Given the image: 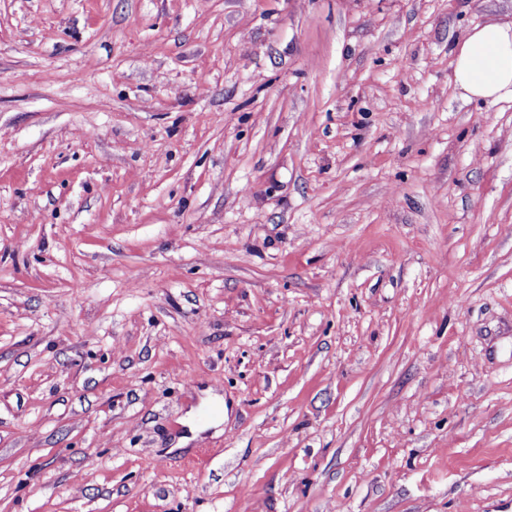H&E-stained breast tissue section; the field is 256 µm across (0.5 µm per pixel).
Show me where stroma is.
<instances>
[{"label":"stroma","instance_id":"stroma-1","mask_svg":"<svg viewBox=\"0 0 512 512\" xmlns=\"http://www.w3.org/2000/svg\"><path fill=\"white\" fill-rule=\"evenodd\" d=\"M512 0H0V512H512ZM454 84L468 100H512V24L486 23L468 30L455 44Z\"/></svg>","mask_w":512,"mask_h":512}]
</instances>
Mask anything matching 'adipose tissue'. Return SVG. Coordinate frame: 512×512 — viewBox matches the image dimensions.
Wrapping results in <instances>:
<instances>
[{"label": "adipose tissue", "instance_id": "adipose-tissue-1", "mask_svg": "<svg viewBox=\"0 0 512 512\" xmlns=\"http://www.w3.org/2000/svg\"><path fill=\"white\" fill-rule=\"evenodd\" d=\"M454 84L468 100H512V24L487 23L468 30L455 44Z\"/></svg>", "mask_w": 512, "mask_h": 512}]
</instances>
